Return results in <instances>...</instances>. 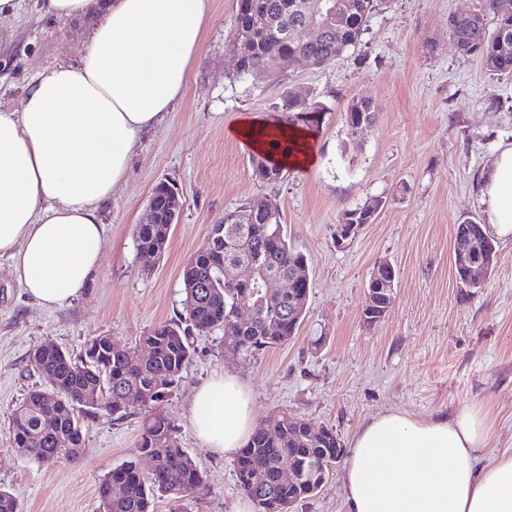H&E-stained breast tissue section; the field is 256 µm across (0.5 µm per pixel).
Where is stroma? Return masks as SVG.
I'll list each match as a JSON object with an SVG mask.
<instances>
[{
    "mask_svg": "<svg viewBox=\"0 0 512 512\" xmlns=\"http://www.w3.org/2000/svg\"><path fill=\"white\" fill-rule=\"evenodd\" d=\"M480 0H384L359 43L329 67L284 63L277 76L241 78L229 48L237 0H210V18L183 98L146 132L125 184L102 208L108 234L101 265L84 293L48 311L32 303L0 259V488L22 512H102L103 476L134 459L148 408L122 418L101 412L83 423L78 461L47 467L9 454L14 410L49 380L32 370L31 351L50 342L79 355L92 336L131 346L143 332L183 311L182 268L225 210L257 195L271 198L284 230L308 261L310 293L299 334L286 345L242 357L224 334L194 339L195 354L161 405L183 448L207 481L193 497L155 512H231L240 499L234 462L216 456L190 423L194 392L230 372L252 393L256 423L279 412L333 428L342 443L370 417L391 409L414 416L480 406L493 427L488 454L512 453V241L497 243L498 263L480 286L459 280L452 264L456 224L486 223L480 183L502 147L512 144V78H492L484 63L456 50L448 16ZM11 35L18 67L0 71V104L12 105L25 78L59 60H76L86 23L40 16L25 0ZM321 104L313 128L315 163L285 168L280 180L256 179L251 149L233 129L273 122L285 88ZM355 98L373 102L376 123L351 138L344 114ZM175 184L182 208L161 256L139 254L133 238L153 186ZM373 223L345 246L335 226L342 210L370 199ZM397 271L392 305L373 325L361 318L373 268ZM322 337L311 347L310 337ZM337 463L318 492L293 512H345Z\"/></svg>",
    "mask_w": 512,
    "mask_h": 512,
    "instance_id": "stroma-1",
    "label": "stroma"
}]
</instances>
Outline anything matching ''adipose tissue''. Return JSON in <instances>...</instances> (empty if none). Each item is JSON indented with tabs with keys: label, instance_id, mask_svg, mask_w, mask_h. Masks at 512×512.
<instances>
[{
	"label": "adipose tissue",
	"instance_id": "1",
	"mask_svg": "<svg viewBox=\"0 0 512 512\" xmlns=\"http://www.w3.org/2000/svg\"><path fill=\"white\" fill-rule=\"evenodd\" d=\"M209 0H36L41 15L94 24L77 62L61 60L0 107V258L45 309L81 295L106 241L101 207L126 182L142 135L182 98L202 45ZM236 136L283 166L308 168L307 132L244 123ZM280 137L288 152H269ZM480 203L489 236L512 239V145L487 171ZM197 437L237 455L254 428L251 394L233 374L198 388ZM492 425L477 406L417 417L390 410L354 434L347 512H512V454L486 459Z\"/></svg>",
	"mask_w": 512,
	"mask_h": 512
}]
</instances>
